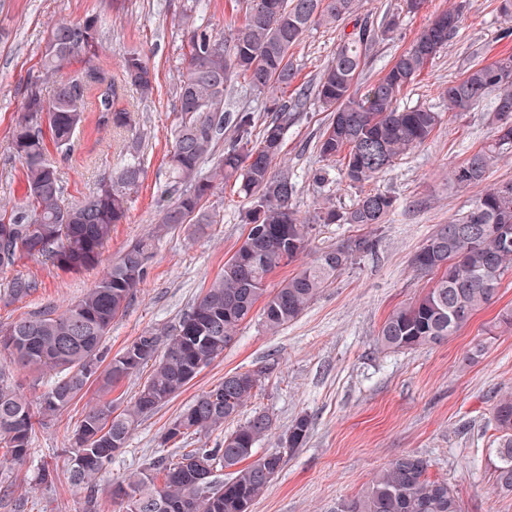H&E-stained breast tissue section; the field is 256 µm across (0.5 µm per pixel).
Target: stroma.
<instances>
[{"label": "stroma", "mask_w": 512, "mask_h": 512, "mask_svg": "<svg viewBox=\"0 0 512 512\" xmlns=\"http://www.w3.org/2000/svg\"><path fill=\"white\" fill-rule=\"evenodd\" d=\"M186 3L0 0V196L18 204L25 196L11 132L27 86L38 83L44 92L52 90L44 81L41 52L54 21L80 19L91 7L101 10L106 29L100 67L119 76L123 55L138 50L149 58L157 80L151 99L139 100L129 88L120 93L121 104L147 124L144 179L126 221L113 228L100 267L72 274L49 270L34 259L22 260L15 274L35 277L40 286L21 300L0 299L1 324L70 303L93 286L103 267L129 243L153 232L157 238L146 277L127 311L114 320L106 340L110 352H119L142 331L177 323L243 239L246 228L239 218L243 203L228 185L217 187L210 197L216 222L203 233H194L186 224L157 229V201L168 186L166 153L177 118L173 87L187 44L180 23ZM459 4L464 7V21L458 33L401 100L406 107L432 106L442 112L443 120L423 146L398 159L377 180V188L397 197L398 207L380 225L376 249L342 271L307 311L277 333L266 331L256 317L242 324L223 357L147 416L124 451L98 476L100 512H118L112 498L114 481L178 453V446H161L160 436L196 394L222 382L225 375L257 369L263 372L261 383L242 414L268 412L275 428L274 434L257 443L258 452L273 447L277 432L298 415L311 418L312 430L306 445L288 457L252 512H336L337 503L356 498L376 472L405 453L429 461L430 478L448 482L461 499L463 512H512V495L495 490L487 461L495 435L488 423L495 398L512 391V331L496 333L491 340L485 337L498 311L512 307V273L505 276L491 304L447 341L396 353L377 345L386 316L432 284L413 271V254L437 225L467 210L482 191L478 185L452 187L448 172L490 142L495 129L484 110L449 111L442 90L469 65L512 52V39L502 37L512 30V21L500 13L499 0H426L393 38L377 41L362 74L363 81L376 79L381 66L410 44L431 15ZM342 35L339 27H313L304 34L290 51L301 80L318 76ZM327 119L314 101H307L286 134L282 160L301 176L296 202L303 211L326 194L337 207L347 209L358 195L357 189L341 181L323 191L305 178L321 165L313 143ZM95 122V117H88L73 154H49L72 199L88 193L121 163L122 140L96 129ZM481 339L486 340V349L475 360H467L469 349ZM93 399L90 393L76 399L50 428L37 431L25 461H12L0 448V479L12 492L9 503L0 502V512H11L15 503L24 504L26 512H84V490L71 486L63 474L69 439ZM45 467L61 474L54 486L39 480Z\"/></svg>", "instance_id": "1"}]
</instances>
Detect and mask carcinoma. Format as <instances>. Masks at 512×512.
Wrapping results in <instances>:
<instances>
[{
  "instance_id": "cac0c4a2",
  "label": "carcinoma",
  "mask_w": 512,
  "mask_h": 512,
  "mask_svg": "<svg viewBox=\"0 0 512 512\" xmlns=\"http://www.w3.org/2000/svg\"><path fill=\"white\" fill-rule=\"evenodd\" d=\"M356 2L233 0L239 23L228 37L197 23L198 0L183 12L188 52L175 85L179 117L167 160L169 191L176 198L159 201L158 228L196 224L201 230L214 223L205 204L219 180L233 183L238 196L247 200L240 211L247 234L176 324L163 331L145 330L109 356L105 341L112 322L127 310L147 273L154 243L149 235L128 245L94 286L63 311L46 309L0 325V350L10 355L8 363H0V447L8 449L14 461L28 457L36 429L49 428L87 387L95 384L103 393L73 431L68 448L67 480L86 489V512L98 510L93 480L126 448L143 418L182 393L220 357L254 309H259L262 325L273 332L297 319L359 255L374 250V232L397 209L396 196L363 187L400 156L424 145L440 124L441 115L432 107L402 108L399 102L457 33L464 5L435 14L360 95L354 86L373 44L401 29L405 17L417 13L424 0H402L377 28L366 21L354 23L315 82L288 97V88L299 76L290 50L310 28L348 20L356 12ZM104 28L105 18L94 9L79 20L62 19L51 26L41 61L45 80L53 83L52 95L47 99L39 87L30 88L12 134L14 157L25 172L26 194L22 206L0 204V218L10 216V223H0V273L26 258L65 273L97 267L114 226L126 219L132 195L142 184L143 158L136 141L127 146L115 173L102 177L74 202L68 201L48 158L49 141L62 156L73 152L88 112L98 113L97 128L115 136L139 124L134 111L119 104L117 85L98 65ZM76 57L82 68L74 76L61 77ZM235 77L243 78L262 100L266 118L260 130L250 108L224 110V94ZM120 84L133 87L142 99L152 97L156 76L149 60L136 51L127 53ZM442 95L452 112H469L490 100L495 138L449 173L456 187L479 184L495 159L512 154V53L468 67ZM310 96L331 112L314 142V150L328 165L314 170L313 184H329L331 164L336 163L340 180L360 194L348 209L326 200L302 215L295 203L298 179L287 169H275V160L296 109ZM228 127L231 139L217 155L215 142ZM208 162L209 178L200 174ZM503 186H487L468 211L438 226L413 254V268L432 276L433 285L387 315L377 337L381 349L411 350L445 341L495 297L504 276L512 272V192H504ZM318 224H354L372 232L315 252L279 288L268 290L267 280L276 269L311 250ZM38 288L36 279L16 275L3 284V296L22 298ZM147 365L151 375L133 402L119 408L107 398L120 382ZM15 366L46 377L36 403L21 391ZM263 374L260 369L227 375L197 394L169 423L161 443L223 427L239 415ZM491 423L498 433L492 448L495 489L511 494L512 394L496 399ZM311 426L308 417L296 418L280 436L278 447L254 460L255 444L273 427L268 414L257 412L214 447L158 460L121 481L129 493L121 512H252L271 482L267 474H278L286 455L303 447ZM428 468L426 459L402 454L380 470L360 496L336 504V512H462L458 495L447 482L430 479ZM224 470L227 478L221 479Z\"/></svg>"
}]
</instances>
